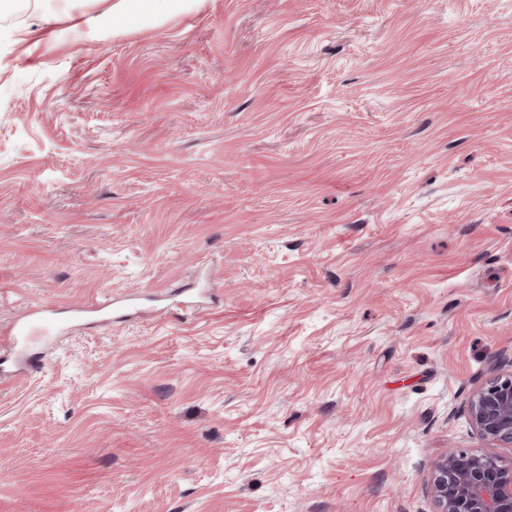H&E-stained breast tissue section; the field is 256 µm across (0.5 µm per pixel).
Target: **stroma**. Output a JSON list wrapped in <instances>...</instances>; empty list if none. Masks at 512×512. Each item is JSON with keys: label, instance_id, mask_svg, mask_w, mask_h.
<instances>
[{"label": "stroma", "instance_id": "obj_1", "mask_svg": "<svg viewBox=\"0 0 512 512\" xmlns=\"http://www.w3.org/2000/svg\"><path fill=\"white\" fill-rule=\"evenodd\" d=\"M111 8L0 0V331L141 307L0 358V512H435L512 363V0ZM198 0H117L112 4V30L140 24L147 19H162L164 14L184 10ZM72 321L75 324H82L89 322L92 319L99 320L103 316L112 317V303L104 301L92 306L73 308L72 310Z\"/></svg>", "mask_w": 512, "mask_h": 512}]
</instances>
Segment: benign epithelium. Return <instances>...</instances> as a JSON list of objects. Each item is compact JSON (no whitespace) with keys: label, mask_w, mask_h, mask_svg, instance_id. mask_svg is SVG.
I'll use <instances>...</instances> for the list:
<instances>
[{"label":"benign epithelium","mask_w":512,"mask_h":512,"mask_svg":"<svg viewBox=\"0 0 512 512\" xmlns=\"http://www.w3.org/2000/svg\"><path fill=\"white\" fill-rule=\"evenodd\" d=\"M468 416L488 445L512 447V368L474 391ZM429 491L436 512H512V467L490 453L452 452L433 463Z\"/></svg>","instance_id":"obj_1"}]
</instances>
